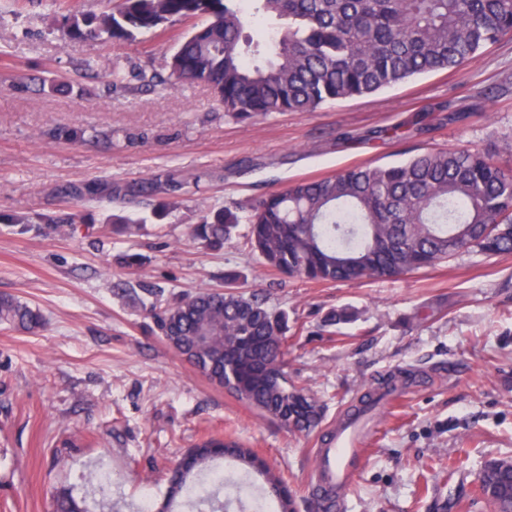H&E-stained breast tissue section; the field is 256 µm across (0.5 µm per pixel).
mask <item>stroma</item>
I'll return each instance as SVG.
<instances>
[{
	"label": "stroma",
	"mask_w": 512,
	"mask_h": 512,
	"mask_svg": "<svg viewBox=\"0 0 512 512\" xmlns=\"http://www.w3.org/2000/svg\"><path fill=\"white\" fill-rule=\"evenodd\" d=\"M11 4L16 16L0 24V294L39 308L46 325L34 334L0 325V512H52L60 488L90 512H139L143 488L161 503L165 473L206 434L254 449L298 493L299 512H319L308 486L314 435L289 432L201 376L141 304L142 284L156 286L160 310L221 288L230 271L287 311L288 380L320 401L324 424L371 379L411 375L404 398L376 410L345 512H493L475 494L476 473L512 455V255L322 284L265 268L247 225L219 251L189 228L214 207L429 150L495 145L512 166V37L457 71L240 122L202 85H113L117 62L163 71L183 24L116 45L63 37L34 0H0ZM446 105L468 119L402 143L370 137ZM64 129L84 130V141L65 140ZM171 179L182 184L176 208L132 235L108 218L143 212L136 195L81 201L79 224L33 223L19 235L7 223L64 208L76 186L136 191ZM127 252L140 265L121 266ZM337 309L353 321L325 326Z\"/></svg>",
	"instance_id": "35a3bbf8"
}]
</instances>
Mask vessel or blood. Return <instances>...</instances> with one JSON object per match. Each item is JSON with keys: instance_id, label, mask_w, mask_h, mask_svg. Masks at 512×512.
<instances>
[{"instance_id": "1", "label": "vessel or blood", "mask_w": 512, "mask_h": 512, "mask_svg": "<svg viewBox=\"0 0 512 512\" xmlns=\"http://www.w3.org/2000/svg\"><path fill=\"white\" fill-rule=\"evenodd\" d=\"M373 433V423L364 417L350 416L328 428L313 453L310 482L322 512H342L341 491L366 455Z\"/></svg>"}]
</instances>
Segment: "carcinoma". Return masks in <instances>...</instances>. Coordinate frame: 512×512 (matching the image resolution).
I'll return each mask as SVG.
<instances>
[{
	"label": "carcinoma",
	"instance_id": "obj_1",
	"mask_svg": "<svg viewBox=\"0 0 512 512\" xmlns=\"http://www.w3.org/2000/svg\"><path fill=\"white\" fill-rule=\"evenodd\" d=\"M52 20L70 38L93 36L124 43L160 34L177 23L205 19L178 37L167 80L209 86L230 117L247 121L273 112H313L338 99L374 94L438 70H453L512 34V0H119L96 13L60 14ZM271 29V53L244 35L249 18ZM109 200L125 196L118 184L73 189ZM151 214L163 218L173 201L158 185ZM73 224L75 213L14 218L18 233L33 222ZM247 224L252 251L264 266L287 277L317 283L399 278L451 258L478 253L512 254V170L496 150L458 147L418 153L386 166H354L317 180H299L254 200L248 208L224 205L203 214L191 236L220 250ZM238 277L224 276V290L206 289L154 313L168 345L212 383L231 390L290 431L308 434L321 423L311 395L288 386L283 347L288 315L261 293L237 291ZM0 324L33 332L44 327L40 311L12 295H0ZM394 376L370 387L356 411L372 410L395 389ZM242 465L239 481L262 478L278 512H297L284 479L254 451L210 437L182 457L168 478L172 497L195 494L203 512L221 500L193 472L216 457ZM478 491L496 512H512V458L493 459L477 476ZM55 512H87L67 493Z\"/></svg>",
	"mask_w": 512,
	"mask_h": 512
}]
</instances>
